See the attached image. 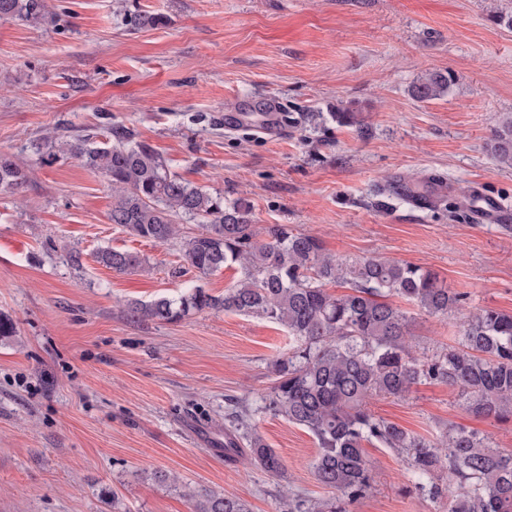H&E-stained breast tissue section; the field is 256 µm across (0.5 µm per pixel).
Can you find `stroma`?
I'll use <instances>...</instances> for the list:
<instances>
[{
    "label": "stroma",
    "instance_id": "1",
    "mask_svg": "<svg viewBox=\"0 0 512 512\" xmlns=\"http://www.w3.org/2000/svg\"><path fill=\"white\" fill-rule=\"evenodd\" d=\"M52 19L0 17V152L28 182L0 192V512H192L159 473L276 512L283 490L327 496L304 429L264 412L273 362L291 346L267 319L206 310L165 323L127 303L192 285L223 295L238 268H184L112 224L105 178L69 155L44 164L48 134L110 142L129 128L171 174L248 203L257 226L288 224L345 261L383 256L435 272L463 301L434 318L407 306L416 350L457 342L461 315L512 312V169L490 149L512 114V0H48ZM157 17L140 26L136 17ZM448 71V95L414 83ZM354 113L356 122L338 120ZM405 182L427 205L379 194ZM502 206L480 224L471 199ZM139 253L119 274L98 249ZM78 264H71V255ZM281 457L272 476L217 455L230 401ZM372 411L433 437L460 425L512 450V420L468 415L457 390L425 382ZM372 488L350 512H445L394 451L367 446ZM452 77L448 73L434 71L426 74L412 87V95L421 101L435 99L448 92Z\"/></svg>",
    "mask_w": 512,
    "mask_h": 512
}]
</instances>
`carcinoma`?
<instances>
[{"instance_id":"carcinoma-1","label":"carcinoma","mask_w":512,"mask_h":512,"mask_svg":"<svg viewBox=\"0 0 512 512\" xmlns=\"http://www.w3.org/2000/svg\"><path fill=\"white\" fill-rule=\"evenodd\" d=\"M0 17L43 21L46 0H0ZM451 84V75L430 72L413 85L412 95L435 99ZM110 135V147H98L88 137L66 143L67 154L110 184V221L156 244L183 238V259L201 275L233 265L242 270L222 297L193 285L176 297L131 302L127 314L173 322L222 309L269 319L295 342L274 363L276 379L261 395L263 409L312 435L318 447L315 479L334 495L308 503L285 492L279 512H348L371 488L376 463L365 453L367 444L393 449L406 462L414 487L433 499H448V512H512L511 450L462 426L435 439L416 435L370 409L379 396L403 397L431 380L458 390L464 410L475 417L512 419V313L479 309L458 323V345L419 353L409 339V317L387 298L396 295L431 317H447L461 298L436 273L381 256L342 261L325 254L316 237L286 224L259 228L248 204H226L224 197L171 175L161 156L133 141L129 131L115 127ZM491 150L502 167L512 168V115L494 128ZM27 179L21 159L0 154V191L18 193ZM184 223L197 230L182 236ZM96 260L120 274L147 266L138 253L111 247L99 250ZM330 283L348 292L333 295ZM249 420L244 406L224 433V456L239 455L245 440L251 460L280 474V456L249 432ZM160 478L182 487L193 512H250L233 493L182 486L173 474Z\"/></svg>"}]
</instances>
